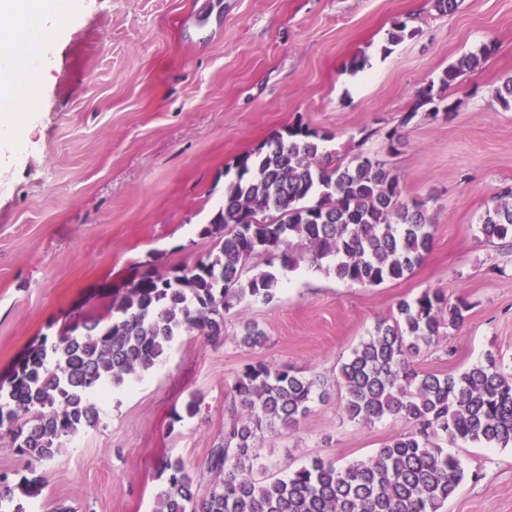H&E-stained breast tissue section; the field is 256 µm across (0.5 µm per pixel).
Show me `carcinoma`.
<instances>
[{
	"mask_svg": "<svg viewBox=\"0 0 512 512\" xmlns=\"http://www.w3.org/2000/svg\"><path fill=\"white\" fill-rule=\"evenodd\" d=\"M408 35L406 23L394 21L384 50ZM490 51L483 44L461 55L419 91L404 121L425 106L434 115L449 113L442 92ZM324 141L297 122L267 148L243 155L224 185L223 204L200 229L214 240L213 251L191 267L162 273L136 266L122 285L101 284L97 305L14 361L0 381V430L19 455L32 463L52 459L63 438L98 424L95 396L163 362L177 337L196 333L224 344L226 314L246 300H274L276 259L290 270L297 250L306 248L317 267L326 263L337 279L361 286L412 273L433 242L425 203L401 200L398 175L375 154L323 166ZM478 231L488 241L512 244V188L485 209ZM261 257L267 269L252 272L250 261ZM469 310L466 298L450 302L438 290L401 299L341 364L349 420L413 424L345 468L315 458L285 478L253 475L258 435L297 425L326 392L286 367L245 365L226 394L224 435L204 470L162 460L166 486L155 512H441L464 469L440 442L512 445V374L496 360L456 375L422 374L410 363L411 355L463 324ZM265 338L250 322L237 336L247 348ZM40 488L37 475L1 485L0 512H25L17 497L34 499Z\"/></svg>",
	"mask_w": 512,
	"mask_h": 512,
	"instance_id": "cac0c4a2",
	"label": "carcinoma"
}]
</instances>
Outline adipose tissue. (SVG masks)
<instances>
[{"mask_svg": "<svg viewBox=\"0 0 512 512\" xmlns=\"http://www.w3.org/2000/svg\"><path fill=\"white\" fill-rule=\"evenodd\" d=\"M77 0H0V145L17 143L30 117L19 102L30 93V72L21 61L38 55L45 38L57 37L58 19Z\"/></svg>", "mask_w": 512, "mask_h": 512, "instance_id": "ef3b65f1", "label": "adipose tissue"}]
</instances>
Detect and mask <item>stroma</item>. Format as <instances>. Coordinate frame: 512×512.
Returning <instances> with one entry per match:
<instances>
[{"mask_svg": "<svg viewBox=\"0 0 512 512\" xmlns=\"http://www.w3.org/2000/svg\"><path fill=\"white\" fill-rule=\"evenodd\" d=\"M397 19L413 35L383 54ZM60 27L49 57L33 63L42 78L32 120L0 187V378L98 284L127 280L133 263L165 272L204 257L213 241L199 230L238 159L299 121L326 134L331 159L385 158L403 201L425 203L434 242L405 279L369 287L298 251L272 302L231 310L222 346L178 337L51 460L29 464L0 430V474L42 478L26 512H154L161 459L204 468L224 432V394L256 361L328 394L295 428L261 435L259 466L281 477L314 458L367 459L412 425L349 421L339 367L399 299L427 289L471 308L413 356L418 371L458 374L492 354L512 372V249L477 230L512 187V110L496 97L512 75V0H458L452 13L436 0H80ZM484 43L486 61L445 92L450 117L414 109L420 88ZM247 321L264 329L263 346L235 341ZM193 394L199 413L175 421ZM448 451L465 478L443 512H512V446Z\"/></svg>", "mask_w": 512, "mask_h": 512, "instance_id": "stroma-1", "label": "stroma"}]
</instances>
